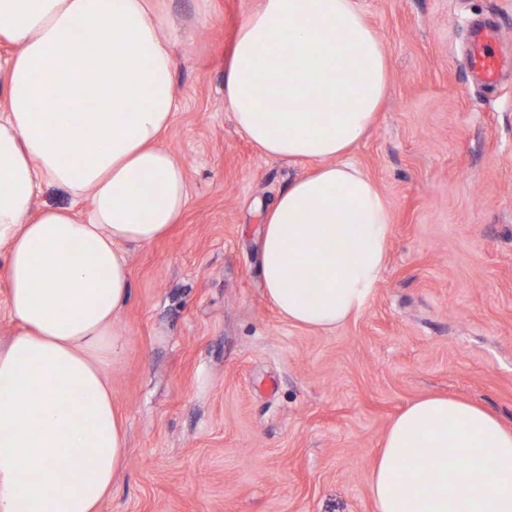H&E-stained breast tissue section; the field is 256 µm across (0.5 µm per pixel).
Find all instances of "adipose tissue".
<instances>
[{
    "instance_id": "adipose-tissue-1",
    "label": "adipose tissue",
    "mask_w": 512,
    "mask_h": 512,
    "mask_svg": "<svg viewBox=\"0 0 512 512\" xmlns=\"http://www.w3.org/2000/svg\"><path fill=\"white\" fill-rule=\"evenodd\" d=\"M0 512H99L126 446L106 370L131 294L128 254L178 223L185 170L161 144L179 106L156 0H0ZM71 91L58 97L60 75ZM359 0H257L224 100L265 154L313 161L265 212L259 275L288 322L329 333L376 294L391 205L345 162L388 94ZM89 198L36 208L41 185ZM313 301L301 296L307 278ZM376 512H512V429L446 396L409 403L369 476Z\"/></svg>"
}]
</instances>
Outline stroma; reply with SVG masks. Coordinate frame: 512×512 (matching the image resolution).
Listing matches in <instances>:
<instances>
[{
  "instance_id": "obj_1",
  "label": "stroma",
  "mask_w": 512,
  "mask_h": 512,
  "mask_svg": "<svg viewBox=\"0 0 512 512\" xmlns=\"http://www.w3.org/2000/svg\"><path fill=\"white\" fill-rule=\"evenodd\" d=\"M256 0H159L182 102L162 136L183 164L179 224L131 251L107 370L127 429L100 512H374L392 420L429 395L512 427V74L475 83L473 24L512 43V0H359L389 95L349 160L389 200L377 292L331 333L294 326L259 278L261 208L310 173L264 154L224 106V65Z\"/></svg>"
}]
</instances>
